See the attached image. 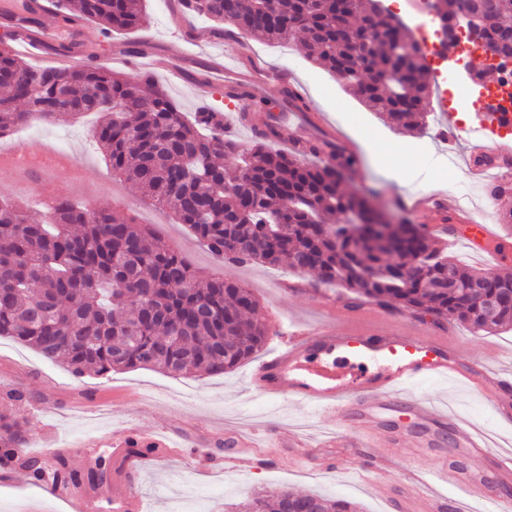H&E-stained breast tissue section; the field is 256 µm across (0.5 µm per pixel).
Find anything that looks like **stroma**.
I'll use <instances>...</instances> for the list:
<instances>
[{"instance_id":"35a3bbf8","label":"stroma","mask_w":512,"mask_h":512,"mask_svg":"<svg viewBox=\"0 0 512 512\" xmlns=\"http://www.w3.org/2000/svg\"><path fill=\"white\" fill-rule=\"evenodd\" d=\"M179 0H143L144 22L133 30L104 38L99 25L76 20L75 38L84 53L95 61L107 63L113 70L138 74L129 45L161 53L175 52L183 57V75L176 78L155 72V79L182 107L196 112L208 107L223 110L228 136L249 144L252 126L269 123L282 105L280 85L265 83L253 91L250 106L251 125L238 122L234 101L223 88H211L206 100L196 97L197 85L207 76L212 57L232 51V42L211 35L212 24L202 18L186 17L184 28L169 21ZM258 60L272 69L285 68L305 96L310 112H321L343 144L351 145L360 161L345 181V189L361 191L373 188L376 205L392 217L400 216L401 204L408 197L430 189L457 194L460 183H468L480 213L496 233L512 244V228L501 223L502 212L512 209V198L489 201L483 184L472 179L474 156L467 143H455L450 130L463 127L477 108H460L449 98L445 113L437 114L424 133L402 132L370 110L362 99L340 83L326 69L305 56L301 39L287 43H251ZM97 118H75L65 113L51 121L36 120L0 137V154L42 144L66 147L92 177L76 176L72 167L62 166L47 179H23L13 171L0 168V198L23 203L33 212L43 210L42 198L65 196L94 208H103L122 217L134 218L155 236L183 253L201 277H224L245 283L260 304L268 336L265 345L251 360L218 376H173L158 369L118 370L107 376L74 375L61 364L43 360L33 349L9 338H0V416L25 419L28 441L37 451L64 453L72 468L87 470L99 457H111L112 450L95 440L100 430L133 425L141 429L166 432L176 451L145 460L134 482L118 479L99 489H84L94 504L93 512H114L115 492L133 490L144 504L145 512H172L175 503L193 497L199 512H236L238 503L254 492H272L288 488L297 492H317L328 497L345 498L360 505L362 512H390L387 502L367 489L355 464L340 470L311 471L307 460L290 450L276 449L274 456H257L247 466L233 464L232 449L225 431L235 424L256 435L268 427L279 428L283 437L304 430L312 442H320L337 428L335 416H323L301 403L266 400L245 390L246 376L254 364L262 361L276 346L282 327L294 322L303 326H321L335 322L333 304H344L340 289L318 285L312 273H300L287 265L252 263L231 266L212 255L191 232L155 208L133 183L113 177L93 136ZM412 147L411 159L424 168L423 177L403 183L388 182L384 168L395 165L394 142ZM386 328L410 326L436 335H446L463 343L469 355L493 370H512V326L488 335H475L463 324L437 323L432 316L384 311ZM414 395L447 407L473 433L494 435L502 454L512 453V422L497 421L484 394L452 381H424L412 388ZM383 427L401 433L405 447L381 445L379 455L400 474L411 470L429 473L450 467L470 474L475 463L469 449L457 446L453 434L428 428L410 413L405 401L379 415ZM428 440L425 448L413 447L414 439ZM210 450L214 464L210 471L199 470L193 449ZM0 512H64L62 503L47 486L31 483L19 468L0 470Z\"/></svg>"}]
</instances>
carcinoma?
<instances>
[{
  "label": "carcinoma",
  "instance_id": "cac0c4a2",
  "mask_svg": "<svg viewBox=\"0 0 512 512\" xmlns=\"http://www.w3.org/2000/svg\"><path fill=\"white\" fill-rule=\"evenodd\" d=\"M190 13L216 25L227 40L250 35L283 43L306 38L308 57L354 90L373 111L399 128H426L430 86L420 47L405 25L378 0H182ZM59 16L73 22L68 5L102 26L104 35L143 22L141 0H57ZM497 22L487 33L496 46L512 33V0H496ZM14 34L0 39V136L29 122L39 89L46 107L56 89L69 97L74 116L98 113L95 139L112 173L139 185L158 206L224 262H262L316 274L318 283L365 300L456 320L477 335L512 325V275L467 270L435 247L406 217L382 221L370 206L374 190L340 189L356 157L340 146L324 160L322 143L294 153L272 143L283 138L275 120L243 148L224 137L226 115L206 109L189 116L148 77L124 76L105 65L56 68L15 54ZM240 160L226 177L219 158ZM458 288L448 287V277ZM483 281L506 299L489 312L464 292ZM0 337L8 336L59 362L73 374L155 368L174 375L224 374L264 344L266 326L251 291L227 279L200 277L184 256L132 218L104 209L88 220L84 207L65 199L38 217L0 201ZM26 422L0 418V466L24 467L32 481L46 477L93 487L122 469L75 471L56 457L52 473L20 452ZM314 503L320 512H360L358 504L315 493L280 489L274 503L256 495L239 512H282L283 502Z\"/></svg>",
  "mask_w": 512,
  "mask_h": 512
}]
</instances>
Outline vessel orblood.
<instances>
[{"instance_id": "b4317fda", "label": "vessel or blood", "mask_w": 512, "mask_h": 512, "mask_svg": "<svg viewBox=\"0 0 512 512\" xmlns=\"http://www.w3.org/2000/svg\"><path fill=\"white\" fill-rule=\"evenodd\" d=\"M26 5V0H0V17L17 23L16 51L40 59L48 46L66 41L69 31L53 25L28 29L22 21ZM229 59L227 65L212 67L210 84L248 91L270 78L283 86L290 81L288 71H266L251 61L244 49L230 53ZM470 131L479 151L490 150L499 134L496 123L480 117L475 119ZM436 207L441 209L445 220L465 225L461 238L473 252L490 255L494 263L502 262L503 249L498 246V237L491 225L464 213L455 199L437 193L422 194L412 200L409 210L422 219ZM336 353L354 360H375L381 362L382 367L373 372H361L348 381L309 372L308 367L314 361ZM448 378L479 391H488L489 405L494 412L506 419L512 417L511 373L490 375L484 364L472 360L463 346L450 337L414 329L383 328L377 312L372 310L344 316L332 326L295 331L279 351L253 369L248 386L272 401L302 402L323 413L348 406L349 412L342 417L332 441L333 446L339 448H351L358 443L369 448L377 440L399 447L400 436L384 431L371 413L398 399H408L423 423L450 428L461 443L470 448L477 462L492 469L501 482L511 481L512 458L501 454L484 439L467 433L455 414L413 397L408 391L410 385L419 381ZM99 440L118 454L135 445L159 448L167 445L160 435L133 427L108 430ZM360 470L368 474L372 491L380 496L385 495L395 481L392 474H380L378 465L370 458L361 464ZM461 481L458 472L447 468L429 480L416 473L408 474L405 482L411 491L393 500V512H443L445 502L431 490V483L458 484Z\"/></svg>"}]
</instances>
